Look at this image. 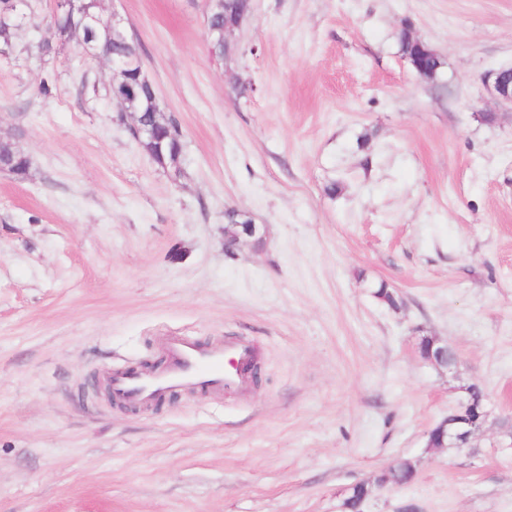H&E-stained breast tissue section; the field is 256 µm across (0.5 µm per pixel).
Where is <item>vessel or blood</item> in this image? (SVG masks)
Listing matches in <instances>:
<instances>
[{
	"instance_id": "obj_1",
	"label": "vessel or blood",
	"mask_w": 512,
	"mask_h": 512,
	"mask_svg": "<svg viewBox=\"0 0 512 512\" xmlns=\"http://www.w3.org/2000/svg\"><path fill=\"white\" fill-rule=\"evenodd\" d=\"M168 367L152 374L117 371L111 374L112 395L131 404L147 405L176 390L198 386L237 388L252 359L249 347L228 344L206 349L195 341L173 336L167 343Z\"/></svg>"
}]
</instances>
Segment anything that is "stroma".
I'll return each instance as SVG.
<instances>
[{
    "instance_id": "stroma-1",
    "label": "stroma",
    "mask_w": 512,
    "mask_h": 512,
    "mask_svg": "<svg viewBox=\"0 0 512 512\" xmlns=\"http://www.w3.org/2000/svg\"><path fill=\"white\" fill-rule=\"evenodd\" d=\"M101 5L142 46L184 173L132 141L107 61L74 38L35 54L52 6L34 0L0 44V135L31 160L0 173V512H343L405 458L416 480L363 512H512V110L483 82L512 66V0H254L224 58L203 0ZM229 209L260 229L231 256ZM171 333L246 344L255 377L111 400L106 373L161 368ZM472 382L478 455L427 447ZM409 34L411 39L417 40L421 49V53L415 58V61L411 62L412 67L420 77L433 80L438 70L437 63H434V60L438 61L437 52L431 50L426 44L422 43L421 40L415 38L411 31H409ZM419 348L425 360L440 370L457 371L458 360L448 356V343L437 337L422 339Z\"/></svg>"
}]
</instances>
